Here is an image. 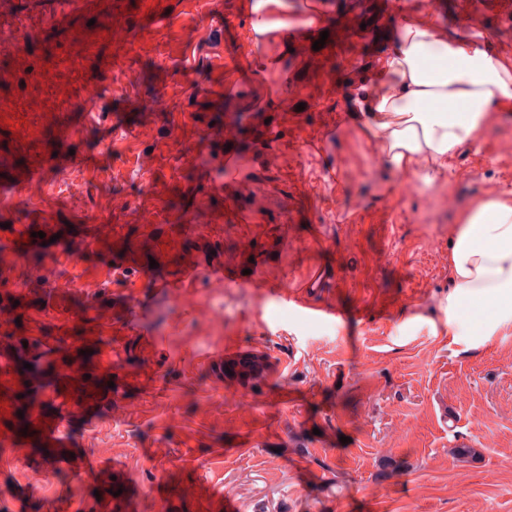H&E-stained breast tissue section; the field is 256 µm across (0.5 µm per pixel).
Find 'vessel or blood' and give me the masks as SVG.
Returning a JSON list of instances; mask_svg holds the SVG:
<instances>
[{
    "label": "vessel or blood",
    "mask_w": 512,
    "mask_h": 512,
    "mask_svg": "<svg viewBox=\"0 0 512 512\" xmlns=\"http://www.w3.org/2000/svg\"><path fill=\"white\" fill-rule=\"evenodd\" d=\"M20 6L21 0H0V453L23 462L36 485L54 474L39 455L58 446L74 421L99 436L108 406L122 407L127 391L156 382L149 368L159 364L169 339L150 330L156 320L153 296H165L209 324L223 322L224 314L198 307L201 288L211 293L250 288L311 319L336 316L337 310L310 300L313 291L333 283L324 269L276 281L258 273L241 276L252 243L263 235L253 219L264 202L255 199L245 210L239 202L247 174L268 145L285 137L278 124L262 131L257 149L226 152L190 210L164 203V196L180 188L168 173L157 187L161 203L139 209L136 223L113 227L111 248L96 237L76 249L60 239L56 212L45 207L43 196L66 178L70 198L86 196V182L70 177L77 137L99 119L102 98L120 94L114 75L128 66L140 41L166 25L172 0H50L30 18ZM457 8L470 29L512 52V0H459ZM335 21L334 35L326 36L325 14L314 4L300 26L288 31L292 42H321V49L305 58L313 75L324 74L333 58L349 71L361 65V37L351 16L339 14ZM247 121L243 113H225L223 123L200 127L195 144L203 148L214 138L235 137ZM227 237L240 245L230 258L222 246ZM25 238L62 264L100 263L108 288L84 287L77 277L64 288L12 287ZM205 363L229 371L241 411L260 407L270 368L264 350L228 345L209 351ZM105 471L84 451L62 469L75 484ZM192 492L201 512L234 508L205 474H196Z\"/></svg>",
    "instance_id": "obj_1"
}]
</instances>
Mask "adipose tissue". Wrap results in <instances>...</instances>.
Masks as SVG:
<instances>
[{
	"label": "adipose tissue",
	"mask_w": 512,
	"mask_h": 512,
	"mask_svg": "<svg viewBox=\"0 0 512 512\" xmlns=\"http://www.w3.org/2000/svg\"><path fill=\"white\" fill-rule=\"evenodd\" d=\"M354 102L356 121L390 169L430 174L483 130L488 110L512 112V57L408 20ZM448 268L449 317L466 303L487 301L480 335L512 323V198L486 199L465 215L451 239Z\"/></svg>",
	"instance_id": "1"
}]
</instances>
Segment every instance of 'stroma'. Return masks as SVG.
Wrapping results in <instances>:
<instances>
[{
	"label": "stroma",
	"mask_w": 512,
	"mask_h": 512,
	"mask_svg": "<svg viewBox=\"0 0 512 512\" xmlns=\"http://www.w3.org/2000/svg\"><path fill=\"white\" fill-rule=\"evenodd\" d=\"M309 0H221V15L204 0H179L173 21L145 41L116 75L121 95L105 97L99 125L77 141L87 164L75 174L88 184L79 212L56 197L57 222L132 224L140 205L155 201L157 174L176 172L181 192L171 205L193 204L203 173L227 148H248L252 130L233 144L194 146L197 126L225 113L275 118L272 86L300 89L298 117L316 152L298 156L287 144L251 188L266 197L260 221L275 232L259 259L269 280L322 262L335 268L334 289L316 302L338 308L339 320L311 321L289 306L259 300L247 288L224 292V333L184 326L191 345L205 350L260 342L273 362L264 404L237 410L232 382L200 368L180 344L170 345L158 391L131 392L128 413L108 421L94 453L121 466V478L74 490L105 512L118 490L135 485L156 494L155 475L169 453L183 458L182 479L205 469L236 512H512V324L491 336H464L448 322L450 235L480 201L512 196V114L463 144L434 174L428 199H407L405 173L372 166V147L351 117V93L367 84L389 48L393 25L385 0H359L368 31L359 74L334 67L329 89L299 62V52L271 31L250 46L245 17L294 22ZM247 54L254 72L243 84L225 69L227 55ZM165 108H153L157 96ZM132 135L110 133L113 122ZM156 175L133 178L142 152ZM473 170L468 182L457 169ZM315 179L314 198L301 205V173ZM454 206H447V198ZM465 443L466 462L450 453ZM34 512H49L61 488H29L18 466L0 460V496L25 491Z\"/></svg>",
	"instance_id": "stroma-1"
}]
</instances>
